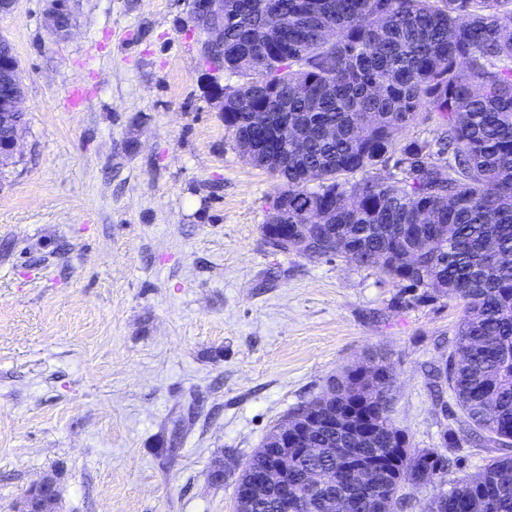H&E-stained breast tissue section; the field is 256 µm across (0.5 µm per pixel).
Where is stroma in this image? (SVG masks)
<instances>
[{"mask_svg":"<svg viewBox=\"0 0 512 512\" xmlns=\"http://www.w3.org/2000/svg\"><path fill=\"white\" fill-rule=\"evenodd\" d=\"M49 6L0 15L27 120L0 166V512L56 471L53 512H232L233 469L372 349L394 424L437 447L461 303L400 308L372 271L265 244L277 182L224 125L238 80L193 0H70L63 35Z\"/></svg>","mask_w":512,"mask_h":512,"instance_id":"1","label":"stroma"}]
</instances>
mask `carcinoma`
<instances>
[{"mask_svg":"<svg viewBox=\"0 0 512 512\" xmlns=\"http://www.w3.org/2000/svg\"><path fill=\"white\" fill-rule=\"evenodd\" d=\"M270 25L284 29L272 43ZM224 74L244 78L224 93V126L239 151L268 138L255 166L279 181L263 238L287 224L310 240L308 259L375 271L402 307L463 303L431 368L441 445L412 448L394 426L387 356L374 351L370 371L332 380L329 404L291 413L344 423L317 432L319 460L288 451V493L318 469L348 512H406L409 491L434 481L429 512H512V0H224ZM251 112L288 113L299 141L261 133ZM420 119L434 135L397 145ZM462 434L500 455L449 481ZM253 497L251 512H276L277 490Z\"/></svg>","mask_w":512,"mask_h":512,"instance_id":"1","label":"carcinoma"}]
</instances>
